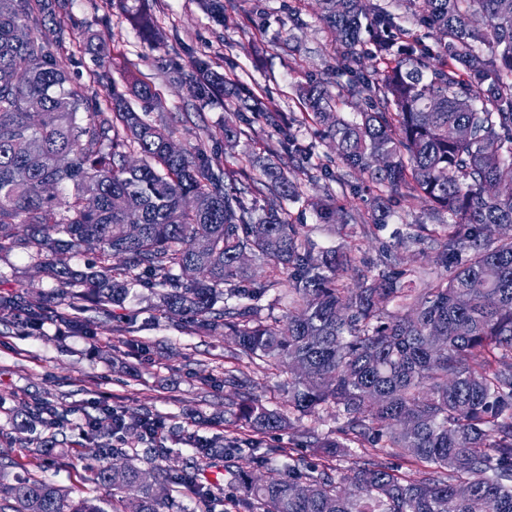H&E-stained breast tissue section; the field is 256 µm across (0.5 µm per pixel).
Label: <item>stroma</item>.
<instances>
[{"mask_svg":"<svg viewBox=\"0 0 512 512\" xmlns=\"http://www.w3.org/2000/svg\"><path fill=\"white\" fill-rule=\"evenodd\" d=\"M137 12L148 14L165 33L164 44L145 38L132 20ZM224 14V23L213 22L198 0H125L120 6L109 0H66L60 21L69 35L57 57L77 82L102 95L106 87L94 81L99 73H109L123 94L132 82L149 84L157 95L150 118L167 123L179 148H203L212 163L239 169L247 201L260 206L264 195L251 186L257 171L248 158L259 153L263 143L277 142L287 133L310 148L313 167L333 171L339 165L329 141L301 120L305 106L297 90L299 82L309 76L324 80L337 98L338 111L345 115L359 111L362 104L339 94L335 71L340 46L321 20L315 0H224ZM102 39L111 53L107 65L93 51ZM199 59L208 61L225 79L223 88L208 98L195 96L179 78ZM241 84L264 92L288 118V130L257 122L234 147H227L224 126L237 121L234 101ZM298 185L301 199L288 204V219L303 226L317 249L353 252L364 267L378 257L382 246L398 244L409 262L440 275V267L421 253L412 238L417 225L428 221L423 202L392 204L366 237L357 226L342 229L319 223L312 207L314 200L330 194L338 203L370 211L375 189L366 177H356L346 186L302 175ZM49 288L26 255L0 259V292L21 289L34 295ZM156 304L150 291L135 289L112 316L98 317L88 336L50 324L36 331L18 323H0V461L8 463L9 475L31 472L62 489L78 486L84 496L110 501L107 488L86 479L89 467L101 458L86 434L85 422L103 404L121 407L130 420L148 416L165 423L167 433L160 442L164 455L144 444L126 449L134 464L146 470H183L195 474L200 483L223 485V493L209 509L187 487L168 485V493L186 512H243L242 495L230 484L232 475L260 478L288 460L312 461L331 474L347 473L352 458L328 457L305 443L309 428L336 435V419L326 412L303 418L291 430L261 435L263 447L274 451L270 462L261 464L255 451L243 444L249 433L234 421L236 394L225 386L224 378L229 371H244L254 394L269 407L284 410L290 371L237 358L223 329L194 333L184 323L161 316ZM39 399L50 401L68 420L57 437L63 464H44L36 442L13 411L17 402ZM189 433L220 437L222 446L211 459L196 458L182 441Z\"/></svg>","mask_w":512,"mask_h":512,"instance_id":"1","label":"stroma"}]
</instances>
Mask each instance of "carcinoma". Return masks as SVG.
I'll return each mask as SVG.
<instances>
[{"instance_id":"cac0c4a2","label":"carcinoma","mask_w":512,"mask_h":512,"mask_svg":"<svg viewBox=\"0 0 512 512\" xmlns=\"http://www.w3.org/2000/svg\"><path fill=\"white\" fill-rule=\"evenodd\" d=\"M316 2L343 46L342 90L365 108L346 119L324 83L309 80L300 86L307 118L345 168L337 179L359 174L375 184L372 213L385 215L397 198L426 203L434 224L419 225L416 242L450 276H426L397 247L366 269L349 252L315 250L288 221L285 205L300 199L290 171L252 161L266 190L256 213L236 189L238 171L213 168L201 148L170 153L171 132L124 95L93 96L68 77L53 51L64 26L47 25L53 0H0V257L26 254L52 290L50 300L27 301L0 292V313L23 310L36 326L55 301L104 314L132 288H147L164 317L189 319L199 332L224 327L252 363L306 366L288 382L286 413L248 392L249 379L227 375L242 392L245 427L285 431L333 409L346 441L308 429V447L340 457L372 442L409 457L408 475L386 458L357 463L344 487L291 462L286 476L248 475L244 499L265 512H512V0H400L413 25L439 34L435 50L408 41L393 49L395 14L373 0ZM201 6L224 21L223 0ZM188 84L205 98L219 77L198 60ZM240 101L239 115L282 125L252 89L242 87ZM284 148L306 170L310 150L293 138ZM49 183H70L74 193L46 195ZM315 207L324 224L365 220L334 199ZM92 247L98 254L85 269L69 265ZM245 253L271 278L254 279ZM116 257L122 265H112ZM284 273L280 321L263 314L262 301ZM402 278L424 288H400ZM18 412L44 432L64 424L48 402ZM105 413L90 434L125 421L121 411ZM184 442L199 458L218 445L195 434ZM90 473L119 497L113 512H185L127 461ZM0 512L107 510L0 468Z\"/></svg>"}]
</instances>
